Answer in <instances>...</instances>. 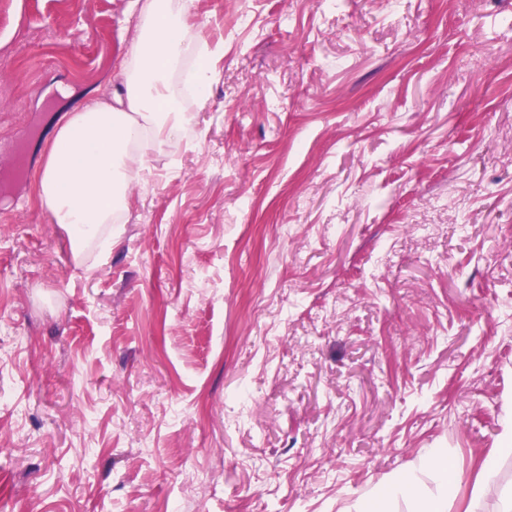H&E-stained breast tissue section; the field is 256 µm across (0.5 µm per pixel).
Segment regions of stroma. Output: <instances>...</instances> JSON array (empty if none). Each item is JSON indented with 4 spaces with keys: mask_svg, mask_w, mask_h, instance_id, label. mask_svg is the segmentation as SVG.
<instances>
[{
    "mask_svg": "<svg viewBox=\"0 0 512 512\" xmlns=\"http://www.w3.org/2000/svg\"><path fill=\"white\" fill-rule=\"evenodd\" d=\"M194 127L74 260L35 170L129 0L0 31V512H340L512 424V0H193ZM185 84L196 88V98L203 102L207 100L208 90L212 84V70L207 64H200L192 68L184 77Z\"/></svg>",
    "mask_w": 512,
    "mask_h": 512,
    "instance_id": "stroma-1",
    "label": "stroma"
}]
</instances>
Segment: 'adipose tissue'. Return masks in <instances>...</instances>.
<instances>
[{
  "instance_id": "ef3b65f1",
  "label": "adipose tissue",
  "mask_w": 512,
  "mask_h": 512,
  "mask_svg": "<svg viewBox=\"0 0 512 512\" xmlns=\"http://www.w3.org/2000/svg\"><path fill=\"white\" fill-rule=\"evenodd\" d=\"M133 7L137 37L122 62L124 98L113 105L93 102L63 116L35 173L51 222L64 230L77 256L125 210L131 186L144 178L148 149L190 128L170 82L185 52L200 40L187 23L189 6L133 0ZM425 470L432 473L439 493L417 483V473ZM454 474L447 452L426 449L382 489L360 496L353 510L394 512V503L403 499L411 501L412 512H448L446 487Z\"/></svg>"
}]
</instances>
